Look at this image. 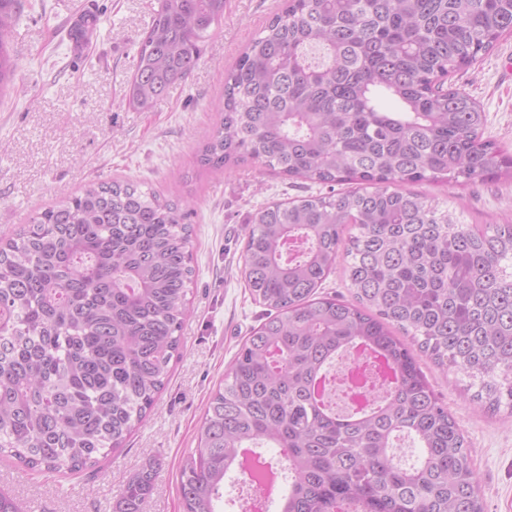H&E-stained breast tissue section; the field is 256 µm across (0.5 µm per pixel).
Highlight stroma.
<instances>
[{"label": "stroma", "instance_id": "1", "mask_svg": "<svg viewBox=\"0 0 512 512\" xmlns=\"http://www.w3.org/2000/svg\"><path fill=\"white\" fill-rule=\"evenodd\" d=\"M281 6L282 0H227L197 66L150 112L130 108L124 90L157 0H26L21 9L9 45L17 72L0 100V239L86 183L117 179L191 204L194 267L181 356L172 359L169 382L146 422L122 448L91 476L36 473L0 459V490L26 512H112L126 480L148 465L156 480L142 512H183L181 463L197 446L208 401L230 361L266 313L241 275L249 218L259 206L320 191L248 162L220 173L196 158L219 119L225 70ZM84 10L97 14L98 31L75 57L66 23ZM450 83L480 104L486 137L512 155V36ZM413 190L447 200L466 224L512 221L511 181L492 178L474 189L421 182ZM420 366L469 442L484 512H512V417L476 407L455 368L426 357Z\"/></svg>", "mask_w": 512, "mask_h": 512}]
</instances>
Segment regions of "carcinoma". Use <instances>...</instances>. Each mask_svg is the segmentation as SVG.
<instances>
[{
  "label": "carcinoma",
  "mask_w": 512,
  "mask_h": 512,
  "mask_svg": "<svg viewBox=\"0 0 512 512\" xmlns=\"http://www.w3.org/2000/svg\"><path fill=\"white\" fill-rule=\"evenodd\" d=\"M224 2L158 0L129 106L152 111L189 75ZM21 7L0 0V94ZM509 33L512 0H284L224 74L198 164L250 161L329 192L249 219L243 274L268 315L209 399L183 512H221L226 478L260 446L283 459L277 512H483L465 435L418 358L512 414V222L477 230L407 185L512 180L483 109L448 86ZM188 217L152 189L92 182L0 240V455L90 470L147 417L180 355ZM341 255L350 301L318 294ZM355 353L393 376H367V403L343 415L323 385ZM155 478L130 477L113 512H142Z\"/></svg>",
  "instance_id": "carcinoma-1"
}]
</instances>
